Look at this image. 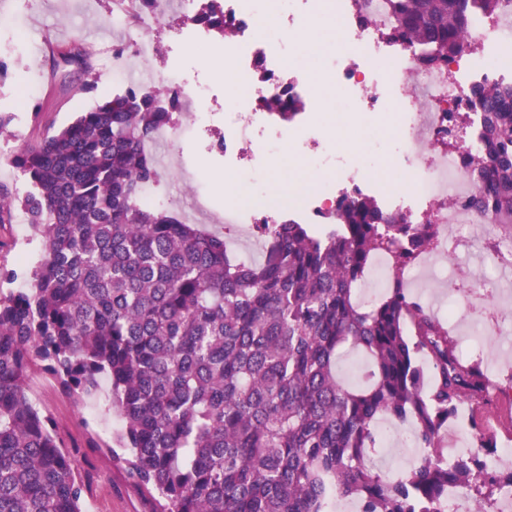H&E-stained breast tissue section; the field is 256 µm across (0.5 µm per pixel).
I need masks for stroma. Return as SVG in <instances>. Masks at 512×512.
I'll return each mask as SVG.
<instances>
[{
  "label": "stroma",
  "instance_id": "35a3bbf8",
  "mask_svg": "<svg viewBox=\"0 0 512 512\" xmlns=\"http://www.w3.org/2000/svg\"><path fill=\"white\" fill-rule=\"evenodd\" d=\"M114 7L113 0H0V19L14 25L20 42L8 55L11 69L6 81L0 83V112L11 118L5 139L0 142V183L25 191L27 185L12 166L11 157L38 134L61 129L102 98L120 94V87L107 76L112 67V46L130 41L136 30L113 25ZM150 36L156 46L154 58L146 62L129 57V69L136 73L147 70L160 77L181 67L189 81H205L198 62L209 55L210 46L188 39L177 15L152 25ZM72 41L97 51L95 64L100 79L96 92L73 94L67 80L52 72L51 45ZM35 100L44 105L37 121L29 108ZM222 133V119L217 116L210 128H196L191 136L178 137L157 151L165 206L188 212L192 222L226 237L237 257L257 263L263 256V246L252 236L250 225L225 223L223 193L214 190L207 208L199 212L191 209L196 189L212 187L225 173L224 158L216 148ZM492 240V235L483 231L459 247L452 255V263L460 271L458 278L429 282L419 293V300L433 310L452 298L465 303L467 323L487 322L495 314L493 302H471L466 294L476 288L477 277L484 272L482 258ZM41 249L40 236L28 224L24 212L16 211L14 223L0 230V264L22 271L17 287H26L25 274L37 262ZM27 392L40 412L55 420L59 438L76 455L82 475L95 488L85 500L84 512H151L135 478L112 463L122 419L112 406L108 381H101L91 394L77 396L37 370L27 380ZM379 428L378 446L370 456L372 463L391 477L407 472L418 458L409 427L383 422Z\"/></svg>",
  "mask_w": 512,
  "mask_h": 512
}]
</instances>
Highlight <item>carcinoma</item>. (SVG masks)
<instances>
[{
  "label": "carcinoma",
  "mask_w": 512,
  "mask_h": 512,
  "mask_svg": "<svg viewBox=\"0 0 512 512\" xmlns=\"http://www.w3.org/2000/svg\"><path fill=\"white\" fill-rule=\"evenodd\" d=\"M500 3L387 0V37L446 60L473 18ZM195 22L229 34L212 3ZM51 53L54 71L84 77L74 91L96 90L87 45ZM468 104L485 115L480 213L512 228V84H476ZM180 107L158 91L103 100L14 156L30 185L23 196L0 184V224L19 207L43 239L28 287H10L19 273L0 265V512H83L78 462L25 392L36 360L71 392L111 381L128 449L112 462L135 476L152 512H328L351 499L360 512H439L450 486L491 512L512 470L490 468L482 414L469 457L448 463L442 439L460 403L489 395L488 378L402 277L432 225L360 195L340 202L328 231L294 219L256 225L262 261L241 262L224 237L141 202L157 177L146 145ZM378 254L393 262V285L369 305L360 286ZM347 349L368 357L360 386L337 375ZM418 357L433 368L427 389ZM380 417L410 424L423 450L397 480L368 464Z\"/></svg>",
  "instance_id": "obj_1"
}]
</instances>
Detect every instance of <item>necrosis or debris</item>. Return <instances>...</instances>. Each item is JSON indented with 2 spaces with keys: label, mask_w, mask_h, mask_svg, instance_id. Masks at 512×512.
I'll return each instance as SVG.
<instances>
[{
  "label": "necrosis or debris",
  "mask_w": 512,
  "mask_h": 512,
  "mask_svg": "<svg viewBox=\"0 0 512 512\" xmlns=\"http://www.w3.org/2000/svg\"><path fill=\"white\" fill-rule=\"evenodd\" d=\"M386 0H288L271 17L266 0H224V20L235 38L224 43V64L216 78L238 80L239 94L224 102V165L235 169L253 189L235 211L247 224H275L281 212L254 186L280 155L283 144L306 152L310 178L290 186L293 209L311 224H332L340 200L361 192L388 213L422 214L434 227L431 245L407 266L406 281L434 271L436 259H449L457 242L470 239L477 224L474 198L478 184L473 161L481 150L476 134L481 113L470 114V129L456 116L467 110V92L485 81L512 83V0L493 16L478 17L467 36L468 48L452 58L426 63L419 49L391 43L382 32L389 24ZM336 27L340 40L321 57V78L336 88V109L356 107L373 113L399 109L396 138L408 176L401 191L388 193L365 162L348 159L315 130L312 105L318 86L290 67L295 50L290 33L322 26ZM149 31L132 44L112 48V77L129 88L173 93L193 105L195 124L212 111L209 84L187 87L183 77L160 81L151 75L135 78L124 64L129 55L151 56ZM418 101L414 111L406 101ZM296 103L292 120L280 115L283 102Z\"/></svg>",
  "instance_id": "4bbe7bcc"
}]
</instances>
